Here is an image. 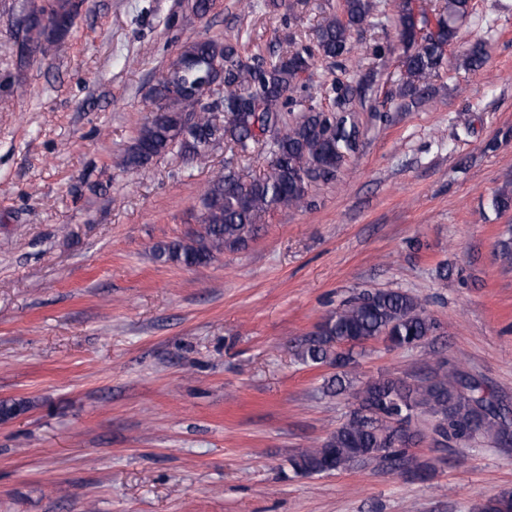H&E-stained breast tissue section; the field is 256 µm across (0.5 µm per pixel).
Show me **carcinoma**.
I'll return each mask as SVG.
<instances>
[{
  "label": "carcinoma",
  "mask_w": 512,
  "mask_h": 512,
  "mask_svg": "<svg viewBox=\"0 0 512 512\" xmlns=\"http://www.w3.org/2000/svg\"><path fill=\"white\" fill-rule=\"evenodd\" d=\"M83 0H24L21 30L27 63L52 57L69 35ZM214 0H195L190 16L173 17L171 25L202 19ZM384 0H341L339 8L322 17L306 43L289 41L286 51L270 58L243 54L239 37L218 40L190 38L175 59L159 73L149 97L150 118L120 166L137 171L169 153L204 158L224 141L241 153L261 145L271 167L249 181L236 174L212 178L200 197L202 231L195 238L160 244L156 256L166 262L195 267L210 263L225 250L239 251L255 235L257 224L271 209L303 208L312 186L337 178L346 157L357 152L360 127L357 107L372 98V76L346 74L343 61L353 39L385 29L392 22L404 52L402 82L390 97L408 109L426 99L439 75L449 45L459 38L457 21L469 13L470 0H437L417 10L413 0H396L394 14ZM394 46L371 38L369 55L380 61ZM489 57L488 44L477 40L463 53L462 66L478 69ZM336 66V78L326 88L329 106L316 102L308 84L318 60ZM493 209H512V190H498ZM439 324L414 295L406 291L364 292L330 312L299 345L305 364L336 369V393L357 381L361 342L381 339L393 348H413L436 335ZM438 360L427 375L408 381L380 377L357 381L354 408L347 419L314 448L289 459L296 474L325 473L374 462L402 471L411 446L423 434L412 428L413 418H435L434 441L458 446L492 438L507 443L509 408L493 391L470 374L445 369ZM481 512H512V494L488 499Z\"/></svg>",
  "instance_id": "1"
}]
</instances>
